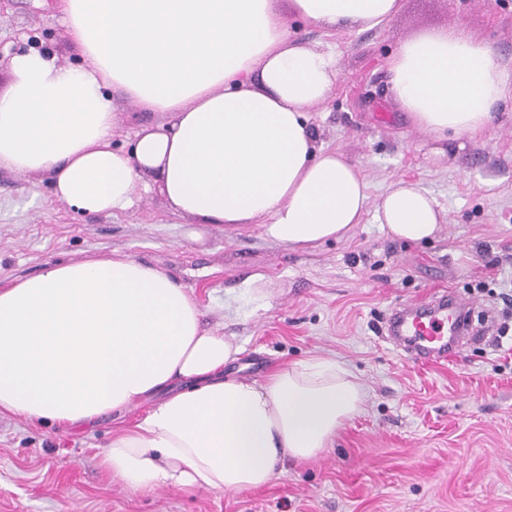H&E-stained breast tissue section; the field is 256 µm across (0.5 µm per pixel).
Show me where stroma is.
Listing matches in <instances>:
<instances>
[{"instance_id":"1","label":"stroma","mask_w":512,"mask_h":512,"mask_svg":"<svg viewBox=\"0 0 512 512\" xmlns=\"http://www.w3.org/2000/svg\"><path fill=\"white\" fill-rule=\"evenodd\" d=\"M62 0H0V91L9 60L31 49L78 67ZM459 23L512 66V0H401L383 27L327 29L294 19L309 48H333L338 76L309 121L325 149L357 165L371 201L404 179L427 190L445 220L412 243L365 216L347 237L314 248L266 239L258 224H197L159 193L131 210L88 214L58 200L49 177L0 169V284L121 253L173 275L203 321L243 343L232 370L260 381L275 367L321 357L354 374L366 400L314 460L286 463L259 489L150 493L113 481L99 460L133 409L94 428L0 417V512H512V98L480 137L437 141L393 102L386 61L420 33ZM112 147L128 151L158 123L112 90ZM450 289L494 329L447 360H415L388 334L394 306Z\"/></svg>"}]
</instances>
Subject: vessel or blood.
Masks as SVG:
<instances>
[{"label": "vessel or blood", "mask_w": 512, "mask_h": 512, "mask_svg": "<svg viewBox=\"0 0 512 512\" xmlns=\"http://www.w3.org/2000/svg\"><path fill=\"white\" fill-rule=\"evenodd\" d=\"M469 310V303L446 291L424 303L400 304L389 319L388 331L413 343L417 358L444 360L458 350L459 338L468 330Z\"/></svg>", "instance_id": "obj_1"}]
</instances>
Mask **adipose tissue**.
Segmentation results:
<instances>
[{
  "mask_svg": "<svg viewBox=\"0 0 512 512\" xmlns=\"http://www.w3.org/2000/svg\"><path fill=\"white\" fill-rule=\"evenodd\" d=\"M82 55L72 69L31 50L0 92V168L48 175L90 214L157 191L199 224H258L290 247L342 240L372 215L387 234L433 238L435 198L401 180L370 204L354 162L318 145L308 111L337 79L333 52L294 40L291 18L371 29L400 0H63ZM390 95L438 139L481 135L512 97V68L461 25L415 35L387 62ZM120 89L163 121L113 150ZM170 274L125 254L62 264L0 289V415L84 427L128 409L101 463L141 491L257 489L285 460L318 456L364 402L335 362L229 372L243 344L206 329Z\"/></svg>",
  "mask_w": 512,
  "mask_h": 512,
  "instance_id": "obj_1",
  "label": "adipose tissue"
}]
</instances>
